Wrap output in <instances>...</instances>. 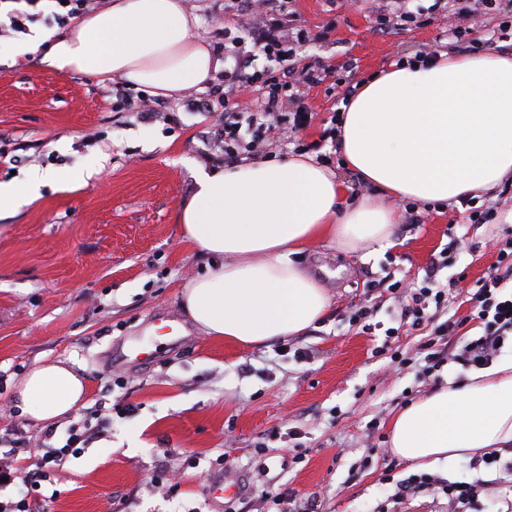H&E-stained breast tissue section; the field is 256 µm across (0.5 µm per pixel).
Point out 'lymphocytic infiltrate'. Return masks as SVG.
I'll return each instance as SVG.
<instances>
[{
    "instance_id": "f902f5d3",
    "label": "lymphocytic infiltrate",
    "mask_w": 512,
    "mask_h": 512,
    "mask_svg": "<svg viewBox=\"0 0 512 512\" xmlns=\"http://www.w3.org/2000/svg\"><path fill=\"white\" fill-rule=\"evenodd\" d=\"M238 15L247 26L248 37L232 40L224 49L225 54L234 57L236 65L224 75L223 92L199 103L201 111L223 112L220 141L224 157L230 161L247 153H259L282 132L297 134L305 130L310 111L300 90L321 86L329 75L325 66L297 57L293 44L299 39V31L288 9V0H240ZM257 52L270 60V67L246 72L244 60ZM445 265L442 257L432 261L422 287L410 290L398 281L391 284L392 293L402 301V320L412 321L416 326L428 324L429 306L446 301L448 290L436 279ZM498 265V273L477 280L469 297L470 319L484 326L483 334L465 347L469 362L476 367L488 365L506 336L512 335V297L502 294L506 279L512 277V240L499 249ZM95 433L87 419L70 425L64 444L52 448L37 468L23 474L11 461L27 453V443L21 438L14 439L8 461L0 462V491L7 488L9 481L20 477L27 492L16 499L0 500V512H47L49 501L39 493L42 482L49 478L53 468L77 454L80 444L92 439Z\"/></svg>"
}]
</instances>
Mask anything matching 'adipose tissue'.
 <instances>
[{
  "label": "adipose tissue",
  "instance_id": "obj_1",
  "mask_svg": "<svg viewBox=\"0 0 512 512\" xmlns=\"http://www.w3.org/2000/svg\"><path fill=\"white\" fill-rule=\"evenodd\" d=\"M181 0H113L67 33L24 43L63 73L124 81L178 99L219 68ZM347 168L372 187L349 197L336 172L308 156L200 171L179 212L182 237L213 260L181 305L208 335L243 345L298 336L327 314L330 298L295 256L326 239L356 250L395 245L398 200L461 204L512 184V53L439 52L364 80L340 117ZM60 173L32 171L23 188L0 183V215L39 196ZM23 413L52 422L75 409L84 380L66 363L31 368L18 383ZM512 447V358L445 382L395 417L390 449L428 469Z\"/></svg>",
  "mask_w": 512,
  "mask_h": 512
}]
</instances>
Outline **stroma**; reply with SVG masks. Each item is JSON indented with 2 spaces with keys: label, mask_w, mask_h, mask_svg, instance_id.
I'll use <instances>...</instances> for the list:
<instances>
[{
  "label": "stroma",
  "mask_w": 512,
  "mask_h": 512,
  "mask_svg": "<svg viewBox=\"0 0 512 512\" xmlns=\"http://www.w3.org/2000/svg\"><path fill=\"white\" fill-rule=\"evenodd\" d=\"M197 30L225 69V29L237 0H183ZM379 0L337 8L331 0H293L298 26L310 33L298 57L319 61L356 84L399 59L433 48L456 49V38L432 23H398L380 30ZM512 12L494 0L474 28L483 51L512 52L502 29ZM21 38L0 27V183L23 181L34 169L64 174L100 159L83 183L42 188L38 198L0 218V428L19 427L26 442H45L86 417L102 425L81 457L57 466L41 491L50 512H275L272 498L295 494L297 512H453L440 492H398L416 475L394 456L388 435L406 399L445 380L465 381L475 369L464 346L483 329L467 322L447 347L438 371L426 372L420 352L429 331L399 325L401 303L389 286H420L440 252L448 266V301L433 323L465 318L467 288L495 273L512 224H475L472 210L424 204L395 231L383 252L349 251L327 240L307 245L299 263L331 298L327 316L302 335L245 346L207 335L181 307V292L211 259L180 234L182 202L200 168H220L216 129L224 116L195 112L189 101L223 88V71L189 98L167 100L153 117L132 111L134 89L116 96L119 82L61 74L27 56L8 59ZM304 102L314 118L299 139L274 142L277 159L298 143L319 140L330 124L333 97L317 87ZM367 312L365 323L356 310ZM370 331H363V324ZM407 362L390 369V351ZM64 362L81 373V406L53 426L23 414L16 384L32 366ZM441 482H480L470 512H503L512 498V471L476 461L429 469ZM234 486L215 495L217 482Z\"/></svg>",
  "instance_id": "obj_1"
}]
</instances>
